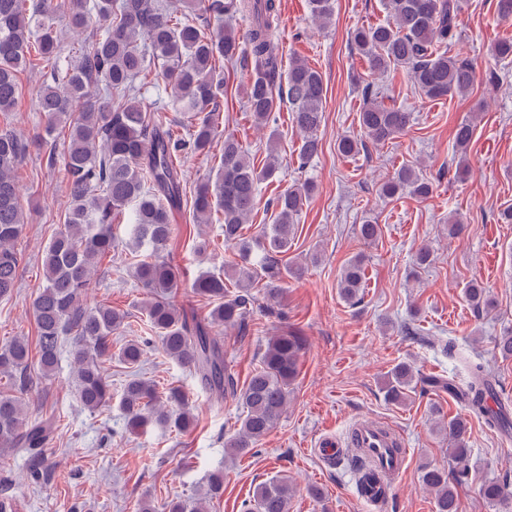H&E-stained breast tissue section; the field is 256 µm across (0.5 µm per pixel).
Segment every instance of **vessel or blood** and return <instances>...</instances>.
<instances>
[{
  "mask_svg": "<svg viewBox=\"0 0 512 512\" xmlns=\"http://www.w3.org/2000/svg\"><path fill=\"white\" fill-rule=\"evenodd\" d=\"M349 448L359 449L380 473L372 488L362 491V498L376 505L386 503L407 461L402 436L382 423L359 420L349 429L344 442L330 440L319 444L322 460L330 466L335 465Z\"/></svg>",
  "mask_w": 512,
  "mask_h": 512,
  "instance_id": "obj_1",
  "label": "vessel or blood"
}]
</instances>
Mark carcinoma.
<instances>
[{"label":"carcinoma","instance_id":"obj_1","mask_svg":"<svg viewBox=\"0 0 512 512\" xmlns=\"http://www.w3.org/2000/svg\"><path fill=\"white\" fill-rule=\"evenodd\" d=\"M27 0H0V111L11 110L19 96V73L29 64L35 45L43 62V85L38 108L52 122L68 124L66 151L61 157L67 182L64 224L45 248V284L33 304L37 327L36 355L41 374H50L58 363L65 340L76 376L78 395L88 410H102L112 401L110 385L101 366L112 357V332L125 322L126 314L105 302L88 301L97 265L118 246L115 217L132 207L129 216L131 246L148 244L156 250L171 235L170 214L183 197V173L177 159L188 151L206 154L214 141L224 138L215 176L200 184L193 199L199 224L218 215L224 226V244L241 259L235 270V287L229 295L224 275L202 273L191 288L215 306L205 322L191 323L170 301L181 286V272L166 262L136 259L132 276L144 291L141 308L151 332L165 354L194 371L214 404L228 397L240 402L244 412L239 428L225 443V453L237 457L253 451L273 428L288 405L290 385L296 377L303 341L293 334L269 339L262 365L248 382L238 386L224 365V349L211 335V325L242 327L252 301L250 288L264 280L267 297H280L286 276L301 274L302 267L284 261L295 234V221L314 187L305 182L278 194L272 220L249 236L246 224L256 208L260 185L273 178L278 158L270 152L263 167L251 161L249 151L234 134L218 130L217 99L224 87V70L216 61L241 63L249 73L244 88L245 108L254 125L265 127L281 105L289 104L292 120L301 133L299 160L305 164L319 152L317 132L324 119L322 75L305 60L289 58L282 73V52L276 32L280 25L279 0H179L171 9L154 0H42L39 10L26 7ZM310 15L320 26L328 25L335 12L334 0H308ZM389 15L385 24L363 27L350 33V44L365 59L369 71L385 74L404 69L414 85L429 99L465 95L474 85L472 62L444 50L456 38L459 0H384ZM68 15L75 30L89 32L78 52H62L56 26L59 11ZM241 18L242 33L209 29L208 18ZM105 26L97 35L92 20ZM154 69L156 82L170 89L172 104L188 118L183 137L153 117L139 101L137 80ZM411 113L388 107L367 84L359 113L361 134L346 135L337 143L344 156L359 153L366 141L383 145L408 128ZM474 125L461 123L455 132L456 151L464 153ZM26 150L23 137L12 130L0 131V299L16 287L20 255L15 244L25 223L19 202L16 171ZM407 191L427 199L432 184L413 167H401L379 186V195L392 199ZM360 239L374 242L380 225L371 220L358 226ZM364 262L360 255L343 266L337 287L341 297L360 299ZM465 301L478 312L491 307L486 288L471 282L463 289ZM148 339L129 340L117 354L120 362L134 367L141 361ZM28 338L19 336L0 348V376L9 387L0 390V459L20 455L34 479L49 475L45 448L53 439L50 421H31L25 395L37 381L30 373ZM470 381L462 398L469 410L488 418L491 425L509 423L507 411L486 409V394L493 388L488 368L469 365ZM418 383L407 363L394 366L385 378L386 399L402 404L412 385ZM127 426L138 432L150 424L188 430L194 421L188 395L178 388H159L154 381L130 380L121 398ZM436 428L448 437V457L454 467L447 471L426 467L423 487L434 494L436 512H458V488L471 477L466 448L468 421L462 416L437 419ZM223 487L220 477L193 501H175L169 512H207V500ZM509 481L489 478L478 492L489 504L507 498ZM292 486L276 479L260 484L243 512H288Z\"/></svg>","mask_w":512,"mask_h":512}]
</instances>
